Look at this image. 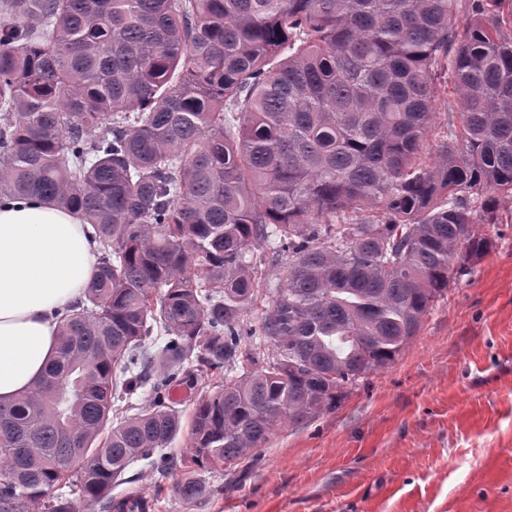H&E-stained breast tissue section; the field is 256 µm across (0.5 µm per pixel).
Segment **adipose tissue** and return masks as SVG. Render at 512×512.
I'll list each match as a JSON object with an SVG mask.
<instances>
[{"label": "adipose tissue", "mask_w": 512, "mask_h": 512, "mask_svg": "<svg viewBox=\"0 0 512 512\" xmlns=\"http://www.w3.org/2000/svg\"><path fill=\"white\" fill-rule=\"evenodd\" d=\"M76 212L43 200L0 205V402L34 390L56 354L57 314L96 269Z\"/></svg>", "instance_id": "adipose-tissue-1"}]
</instances>
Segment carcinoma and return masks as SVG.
Returning a JSON list of instances; mask_svg holds the SVG:
<instances>
[{"instance_id": "1", "label": "carcinoma", "mask_w": 512, "mask_h": 512, "mask_svg": "<svg viewBox=\"0 0 512 512\" xmlns=\"http://www.w3.org/2000/svg\"><path fill=\"white\" fill-rule=\"evenodd\" d=\"M443 77L459 122L428 162ZM501 196L512 0H0V202L77 211L101 251L41 384L0 404V512L110 501L183 431L157 468L198 499L391 364Z\"/></svg>"}]
</instances>
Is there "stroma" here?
<instances>
[{"label": "stroma", "instance_id": "1", "mask_svg": "<svg viewBox=\"0 0 512 512\" xmlns=\"http://www.w3.org/2000/svg\"><path fill=\"white\" fill-rule=\"evenodd\" d=\"M476 231L490 251L335 410L284 423L257 461L203 473L197 500L180 497L178 472L141 460L113 502L139 497L149 512H512V199Z\"/></svg>", "mask_w": 512, "mask_h": 512}]
</instances>
